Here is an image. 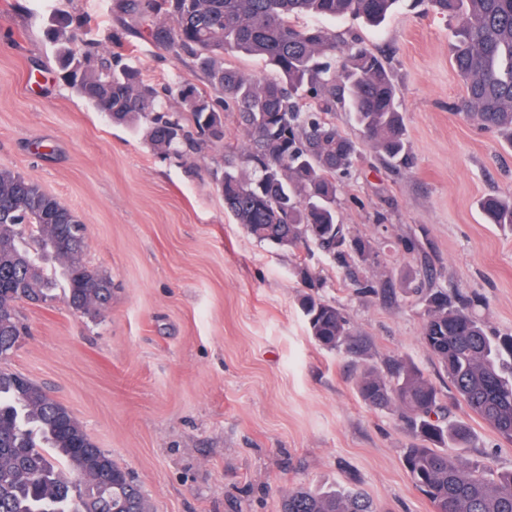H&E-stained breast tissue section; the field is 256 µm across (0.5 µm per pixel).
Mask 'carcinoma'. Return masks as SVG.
Here are the masks:
<instances>
[{
  "label": "carcinoma",
  "instance_id": "1",
  "mask_svg": "<svg viewBox=\"0 0 512 512\" xmlns=\"http://www.w3.org/2000/svg\"><path fill=\"white\" fill-rule=\"evenodd\" d=\"M396 0H121L123 33L191 60L197 82L179 85L182 111L164 108L159 91L138 69L118 65L110 50L82 37L83 21L59 13L47 35L57 47L64 81L116 125L142 121L151 145L183 158L226 149L219 192L225 209L260 242L288 247L311 242L333 262L349 264L372 252L347 237L337 202L359 148L330 121L341 105L353 113L365 144L387 162L410 156L397 91L375 53L358 48L336 63V39L305 16L376 25ZM429 11L462 20L452 52L465 87L461 110L480 129L512 146V0H426ZM239 52L262 59L273 77L256 80L224 58ZM234 112L249 142L224 143V113ZM480 208L490 224L512 226V195L488 196ZM78 215L37 182L0 168V305L43 301L49 279L44 261L58 262L69 306L90 314L112 298L111 279L83 262ZM425 293L423 344L448 374L458 399L501 438L512 442V336H490L476 314L479 303ZM309 335L330 350L357 346L344 313L306 294L300 299ZM22 334L17 309L0 311V359ZM360 397L393 408L417 443L405 450L412 484L434 512H512V471L448 452L465 448L468 426L451 422L439 392L412 364L390 378L367 366L356 380ZM152 512L130 473L98 448L63 404L24 376L0 370V512ZM282 512H378L360 489L316 492L294 488Z\"/></svg>",
  "mask_w": 512,
  "mask_h": 512
}]
</instances>
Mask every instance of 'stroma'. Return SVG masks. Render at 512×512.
<instances>
[{"label":"stroma","mask_w":512,"mask_h":512,"mask_svg":"<svg viewBox=\"0 0 512 512\" xmlns=\"http://www.w3.org/2000/svg\"><path fill=\"white\" fill-rule=\"evenodd\" d=\"M60 9L104 46L118 30L116 0H0V168L75 211L83 259L111 278L112 298L82 314L59 281L47 302L20 303L24 331L0 370L67 406L153 512H280L299 486H355L380 512H433L404 467L412 434L357 392L367 365L414 364L449 415L470 426L468 458L512 469V443L457 399L424 346L423 306L411 293L430 263L436 288L481 299L488 334L512 335V228L487 223L479 207L512 194V148L459 109L455 20L420 0H399L378 27L305 20L332 29L341 53L360 44L383 59L411 155L408 167L388 168L362 145L349 112H334L361 144L340 218L373 246L368 260L341 267L314 246L281 249L248 235L216 188L222 151L162 154L81 100L60 80L46 35ZM124 53L155 88L193 76L190 60L150 42L134 40ZM301 266L312 283L301 281ZM356 276L369 287L355 286ZM309 292L343 311L362 351L312 340L299 305Z\"/></svg>","instance_id":"obj_1"}]
</instances>
